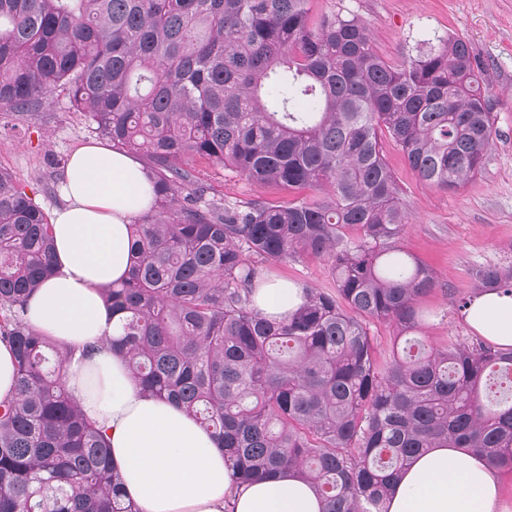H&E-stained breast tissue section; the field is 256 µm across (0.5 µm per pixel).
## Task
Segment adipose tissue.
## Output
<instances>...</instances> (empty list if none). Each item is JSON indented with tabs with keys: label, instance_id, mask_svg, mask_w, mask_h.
<instances>
[{
	"label": "adipose tissue",
	"instance_id": "obj_1",
	"mask_svg": "<svg viewBox=\"0 0 512 512\" xmlns=\"http://www.w3.org/2000/svg\"><path fill=\"white\" fill-rule=\"evenodd\" d=\"M52 219L55 272L32 296L25 318L40 333L73 347L65 387L82 412L105 431L121 491L140 512H322L314 489L291 470L276 479L236 480L224 451L184 410L141 391L124 359L105 341L112 316L103 287L128 277V227L151 209L154 194L134 157L91 144L71 155ZM303 290L262 284L255 305L284 318ZM466 320L500 347H512V296L475 295ZM499 485L485 459L455 448H432L413 459L390 489L388 512H497Z\"/></svg>",
	"mask_w": 512,
	"mask_h": 512
}]
</instances>
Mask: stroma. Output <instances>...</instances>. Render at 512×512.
I'll list each match as a JSON object with an SVG mask.
<instances>
[{
  "instance_id": "1",
  "label": "stroma",
  "mask_w": 512,
  "mask_h": 512,
  "mask_svg": "<svg viewBox=\"0 0 512 512\" xmlns=\"http://www.w3.org/2000/svg\"><path fill=\"white\" fill-rule=\"evenodd\" d=\"M312 15H355L390 61L417 54L437 40H465L482 62L496 101L499 130L483 172L456 191L420 182L402 152L383 139V153L402 189L408 214L404 245L434 271L437 288L420 304L431 317L424 331L437 344L468 341L473 333L460 299L476 295L474 272L512 265V0H310ZM64 92L36 112L0 107V169L9 172L46 213L63 206V164L79 146L100 141ZM188 169L209 195L271 204L320 200L322 191H287L248 181L212 161L195 157ZM266 276L335 293L327 259L300 256L269 265Z\"/></svg>"
}]
</instances>
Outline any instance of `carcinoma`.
<instances>
[{"label":"carcinoma","instance_id":"carcinoma-1","mask_svg":"<svg viewBox=\"0 0 512 512\" xmlns=\"http://www.w3.org/2000/svg\"><path fill=\"white\" fill-rule=\"evenodd\" d=\"M58 91L113 148L147 158L155 193L131 225L128 278L102 289L112 350L240 479L293 469L322 512H384L427 448L512 473V350L426 339L419 301L435 275L404 248L381 143L444 190L483 171L495 99L465 41L392 63L356 17H315L309 0H0V105L35 112ZM196 156L328 197L210 199L185 167ZM299 256L331 262L336 294L305 286L272 321L255 290L267 265ZM52 271L48 214L0 169V344L17 363L15 397L0 401V512H137L63 387L71 352L24 319ZM474 278L512 295V266ZM373 320L396 331L383 370Z\"/></svg>","mask_w":512,"mask_h":512}]
</instances>
